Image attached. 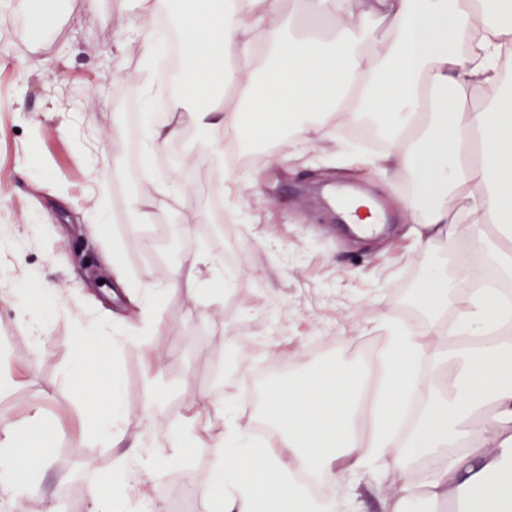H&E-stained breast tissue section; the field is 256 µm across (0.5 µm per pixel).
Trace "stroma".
Instances as JSON below:
<instances>
[{
	"mask_svg": "<svg viewBox=\"0 0 512 512\" xmlns=\"http://www.w3.org/2000/svg\"><path fill=\"white\" fill-rule=\"evenodd\" d=\"M44 2L0 0V371L17 379L0 421L23 429L38 413L52 435L33 439L46 473L21 509L0 496V512H88L89 489L134 459L159 512H214L200 483L224 427L193 421V398L255 425L252 371L268 368L265 392L328 360L359 363L391 324L428 329L425 270L477 244L452 230L420 247L406 173L354 164L332 140L271 136L239 176L204 155L222 131L185 115L180 136L148 148L129 111L146 108L142 36L163 34L154 0ZM140 199L153 223H135ZM199 253L234 257V273H196L186 260ZM81 336L99 339L117 387L110 442L72 380ZM151 398L163 415L152 429Z\"/></svg>",
	"mask_w": 512,
	"mask_h": 512,
	"instance_id": "obj_1",
	"label": "stroma"
}]
</instances>
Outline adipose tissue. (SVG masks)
<instances>
[{
  "label": "adipose tissue",
  "mask_w": 512,
  "mask_h": 512,
  "mask_svg": "<svg viewBox=\"0 0 512 512\" xmlns=\"http://www.w3.org/2000/svg\"><path fill=\"white\" fill-rule=\"evenodd\" d=\"M174 32L191 61L183 71L191 91L173 102L204 129L222 128L239 137L251 117L258 134L286 121L299 138L326 139L340 122L371 119L389 133L387 149L370 157L378 169L408 173L415 198L405 206L429 244L464 224L483 262L512 276V92L504 91L499 60L512 56V0H366L352 29L324 31L325 22L346 14L352 0H304L305 28L297 39L265 28L281 13L282 0H164ZM390 37L377 43L379 26ZM270 69L257 74V56ZM238 95L236 108L221 112L204 100L223 89ZM484 104L469 106L473 96ZM495 226L497 237L485 229ZM460 260L456 278L430 269L419 293L429 315H437L473 274ZM512 322V304L494 289L470 296L453 336H484ZM437 327L391 326L383 354L384 382L371 408L369 429L356 436L352 421L366 382L357 367L328 361L274 387L267 397L275 445L257 448L248 426L231 408L224 411V440L202 491L216 512H335L333 498L312 497L300 473L357 494L359 480L379 478L386 467L406 473V454H437L441 464L425 478L426 496L406 481L386 512H414L420 501L455 494L465 512H512V343L470 345L459 354L455 377L440 381L420 372L440 367L443 354L428 335ZM99 349L85 339V363L77 389L88 408L111 399ZM427 401L411 441L391 433L406 395ZM495 429V450L479 439L486 423ZM20 432L0 427V494L24 502L35 475L48 466L44 456L21 443ZM137 479L126 467L108 485L88 493L89 512H125V489Z\"/></svg>",
  "instance_id": "1"
}]
</instances>
